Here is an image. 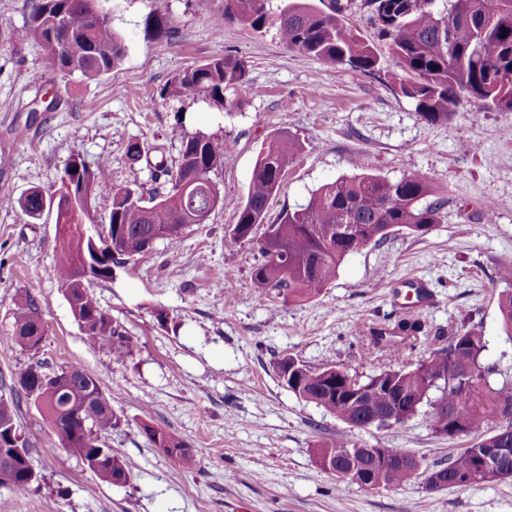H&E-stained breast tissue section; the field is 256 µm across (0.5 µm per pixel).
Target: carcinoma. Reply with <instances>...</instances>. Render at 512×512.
I'll use <instances>...</instances> for the list:
<instances>
[{
  "label": "carcinoma",
  "mask_w": 512,
  "mask_h": 512,
  "mask_svg": "<svg viewBox=\"0 0 512 512\" xmlns=\"http://www.w3.org/2000/svg\"><path fill=\"white\" fill-rule=\"evenodd\" d=\"M105 0H34L23 38L42 47L47 69L77 73L86 80L98 79L123 63L127 45L112 28ZM270 0H224L217 24L236 22L261 32L277 27L281 41L290 50L333 64L372 74L381 57L396 59L400 72L391 82L415 104L421 119L435 124L447 121L463 100L476 99L486 110L512 112V0H362L374 37L345 15L341 0H284L278 15H272ZM147 35L170 40L165 3H159L145 20ZM507 37H501V34ZM246 61L231 53L215 57L176 74L167 94L189 92L212 108L231 112L241 102L226 96L247 83ZM301 150L287 135L276 132L261 148L253 167L246 200L241 206L231 238L258 241L261 260L254 270L259 294L268 288H285L288 295L312 297L336 279L344 260L354 253L353 238L366 245L387 240L393 229L423 235L440 222L445 199L427 176L415 172L391 180L370 172L360 162L361 172L341 176L312 192L303 205L282 210L273 224L265 223L270 200L281 188L286 168ZM224 166V141L197 131L184 134L175 168L160 166L167 188L149 200L137 190L112 188L102 182L98 170L76 154L61 178L67 194L54 198L35 190L21 202L24 214L39 218L44 211L55 213L62 242L53 274L64 295L74 291L81 302L72 315L87 341L110 354L128 356L136 348L133 337L113 321L93 297L75 290L77 270L84 259L99 252V270L94 278H113L115 256L103 238L96 244L83 236L81 228L93 224V200L112 196L107 228L120 226L112 239L118 255L128 261L144 252L151 239L174 237L193 224L204 223L211 200L220 197L211 173ZM433 200H428V197ZM497 278L506 285L499 292L498 308L502 329L512 340V261L503 262ZM14 336L19 344L37 348L44 336L40 305L25 296L13 315ZM373 346L385 350L390 364L369 375L351 374L332 362L311 367L290 357L294 368L288 388L299 399L321 407L352 429H360L365 408H391L394 394L401 393L417 411L424 412L428 426L439 436L454 440L470 436V445L448 457V462L428 473H446V486L465 488L483 482H501L497 472L479 471L477 458L486 448H512V415L503 407L512 402V380L481 383L466 379V371L483 365L486 342L475 326L466 322L429 335L415 316L401 319L397 330L369 329ZM417 341L428 344L427 356L406 362V347ZM20 390L35 398L46 396L43 416L61 427V447L78 455L98 478L111 485L126 484L130 477L125 460L101 440L118 420L107 404L97 380L81 366L71 364L48 378L40 367H30L17 379ZM361 393L354 400L349 393ZM144 433L157 448L176 457L185 469L196 466V457L183 440L168 430L144 426ZM357 442L345 438L327 442L317 449L336 452L343 466L359 467L372 487L397 488L420 478L412 466L379 468L367 456L344 457ZM22 450L29 453L26 440L15 423L13 401L0 396V486L15 494L30 487L27 466L18 458L3 468L4 457Z\"/></svg>",
  "instance_id": "obj_1"
}]
</instances>
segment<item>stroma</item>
Wrapping results in <instances>:
<instances>
[{
    "label": "stroma",
    "mask_w": 512,
    "mask_h": 512,
    "mask_svg": "<svg viewBox=\"0 0 512 512\" xmlns=\"http://www.w3.org/2000/svg\"><path fill=\"white\" fill-rule=\"evenodd\" d=\"M108 5L127 55L86 81L45 70L40 45L18 38L30 0H0V394L17 405L37 474L24 495L0 487L9 512H512L507 482L436 491L420 480L381 491L337 485L317 464L316 444L350 437L430 468L464 443L435 436L421 414L398 430L351 429L298 399L273 367L291 356L372 373L386 359L362 326L390 329L411 310L432 331L470 320L486 341V364L512 375L496 277L499 263L512 259V112H487L470 100L450 120L427 123L389 84L392 57L366 75L288 49L273 28H215L224 0H166L176 33L170 43L145 35L155 0ZM228 52L248 65L240 108L224 113L189 93L165 95L177 73ZM198 130L224 140V167L214 176L224 203L205 223L116 268L113 279L90 284L100 309L136 342L132 355H111L87 342L53 276L54 214L29 218L19 201L34 189L57 191L75 154L112 187L163 189L158 162L175 166L182 135ZM276 132L303 149L269 203L268 221L321 185L357 174L365 158L392 180L427 174L446 200L440 223L351 254L313 298L274 288L258 297L257 245L232 241L229 231L257 154ZM134 142L147 150L137 161L127 154ZM411 278L426 287L412 307ZM26 295L43 310L45 335L35 350L13 339V312ZM36 364L48 373L78 364L97 379L119 420L104 440L128 462V483L101 481L59 448L33 398L13 392L11 378ZM147 424L177 434L197 467L183 469L155 448Z\"/></svg>",
    "instance_id": "obj_1"
}]
</instances>
